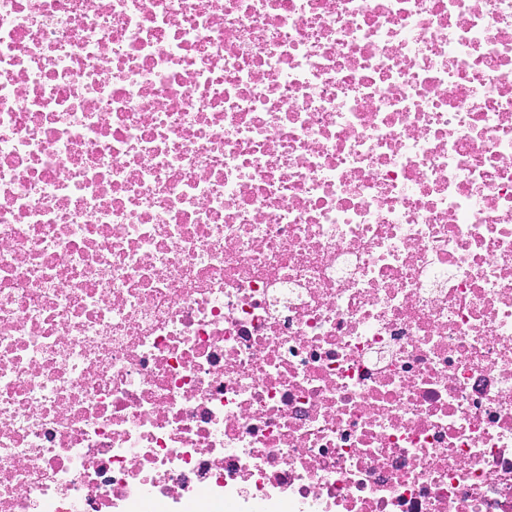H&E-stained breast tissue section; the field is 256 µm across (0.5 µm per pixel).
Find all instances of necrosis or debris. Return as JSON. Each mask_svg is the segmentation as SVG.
I'll use <instances>...</instances> for the list:
<instances>
[{
  "mask_svg": "<svg viewBox=\"0 0 512 512\" xmlns=\"http://www.w3.org/2000/svg\"><path fill=\"white\" fill-rule=\"evenodd\" d=\"M0 512H512V0H0Z\"/></svg>",
  "mask_w": 512,
  "mask_h": 512,
  "instance_id": "necrosis-or-debris-1",
  "label": "necrosis or debris"
}]
</instances>
